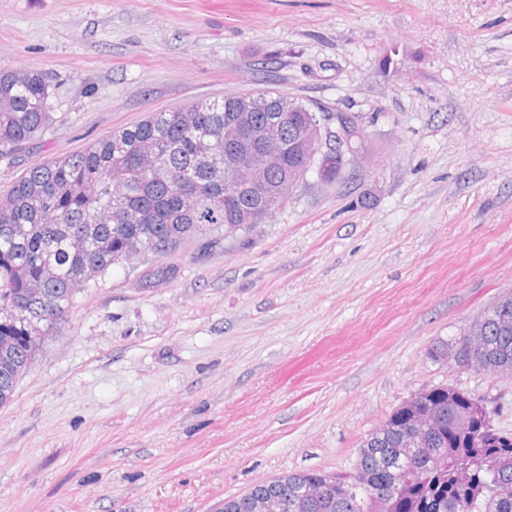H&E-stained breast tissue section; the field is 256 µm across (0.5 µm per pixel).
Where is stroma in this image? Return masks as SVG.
<instances>
[{"label": "stroma", "mask_w": 512, "mask_h": 512, "mask_svg": "<svg viewBox=\"0 0 512 512\" xmlns=\"http://www.w3.org/2000/svg\"><path fill=\"white\" fill-rule=\"evenodd\" d=\"M49 82L29 169L147 113L271 90L354 116L249 234L112 266L0 405V512H218L351 471L419 391L512 377L431 351L512 289V0H0V71ZM165 266L159 276L155 267ZM331 116L332 113L330 114V112H325L324 114H321V120H317L321 123L326 135L334 132L330 127L332 122L331 120L333 119ZM335 134L336 135H330H332L331 138L335 137L334 140H336V143L333 145L330 144L329 147L322 143L315 146L312 150L313 171L316 173L317 178L323 183H328L326 182L328 178H331L333 182L339 181L342 178L344 169L347 165L346 150L344 147L347 145L348 141L344 137L343 133L340 134L336 131Z\"/></svg>", "instance_id": "1"}]
</instances>
